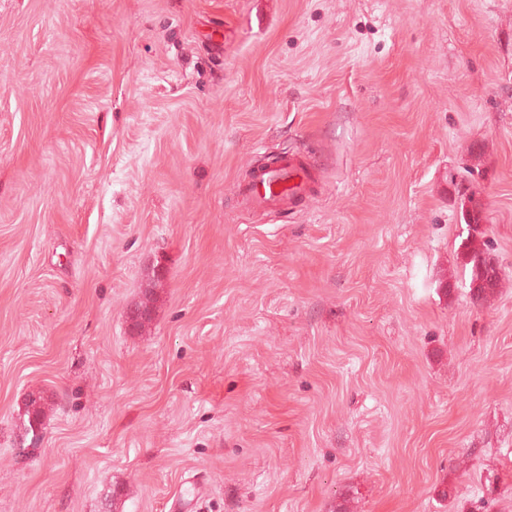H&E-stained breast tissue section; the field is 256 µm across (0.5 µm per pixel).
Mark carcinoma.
<instances>
[{"label":"carcinoma","mask_w":512,"mask_h":512,"mask_svg":"<svg viewBox=\"0 0 512 512\" xmlns=\"http://www.w3.org/2000/svg\"><path fill=\"white\" fill-rule=\"evenodd\" d=\"M461 218L471 230V233L462 242L466 248L464 269L469 271V287L476 298H485L498 288L501 275L489 245L483 238L475 236L479 225L484 220L483 209L478 204H474L470 208L463 207L461 208Z\"/></svg>","instance_id":"1"}]
</instances>
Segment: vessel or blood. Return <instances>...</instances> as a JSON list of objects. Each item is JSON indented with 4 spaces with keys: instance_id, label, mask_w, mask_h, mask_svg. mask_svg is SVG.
<instances>
[{
    "instance_id": "1",
    "label": "vessel or blood",
    "mask_w": 512,
    "mask_h": 512,
    "mask_svg": "<svg viewBox=\"0 0 512 512\" xmlns=\"http://www.w3.org/2000/svg\"><path fill=\"white\" fill-rule=\"evenodd\" d=\"M314 169L300 155L284 154L270 167H256L241 187L248 208L283 209L311 195Z\"/></svg>"
}]
</instances>
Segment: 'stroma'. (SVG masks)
<instances>
[{
    "label": "stroma",
    "instance_id": "1",
    "mask_svg": "<svg viewBox=\"0 0 512 512\" xmlns=\"http://www.w3.org/2000/svg\"><path fill=\"white\" fill-rule=\"evenodd\" d=\"M114 503L512 512V0H0V512ZM240 187L248 208L269 211L287 208L311 195L314 169L300 155L284 154L268 168L252 170ZM471 237L474 239L472 240ZM464 240L462 241V245L466 248L464 270L469 271V287L476 298H487L498 288L501 280L500 268L490 252L489 245L482 237L468 232Z\"/></svg>",
    "mask_w": 512,
    "mask_h": 512
}]
</instances>
